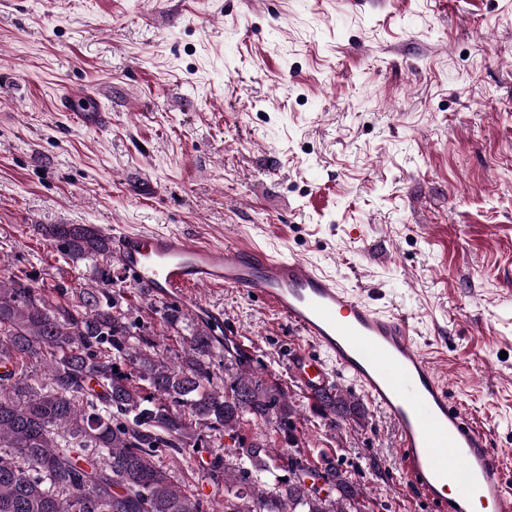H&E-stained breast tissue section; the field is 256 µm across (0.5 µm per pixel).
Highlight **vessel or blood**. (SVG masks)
Segmentation results:
<instances>
[{"label":"vessel or blood","instance_id":"b4317fda","mask_svg":"<svg viewBox=\"0 0 512 512\" xmlns=\"http://www.w3.org/2000/svg\"><path fill=\"white\" fill-rule=\"evenodd\" d=\"M63 109L78 125L103 130L110 112L83 91L65 95ZM110 262L128 283L160 304L190 303L194 315L221 321L214 308L191 302L199 288H225L261 301L302 336L285 366L307 392L332 385L337 369L394 423L407 479L431 512H512V477L492 447L493 431L476 422L414 340L403 316L374 308L307 260L223 243L179 231L113 230Z\"/></svg>","mask_w":512,"mask_h":512}]
</instances>
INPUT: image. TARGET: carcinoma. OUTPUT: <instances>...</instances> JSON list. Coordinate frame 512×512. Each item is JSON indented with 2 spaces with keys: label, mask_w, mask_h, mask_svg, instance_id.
<instances>
[{
  "label": "carcinoma",
  "mask_w": 512,
  "mask_h": 512,
  "mask_svg": "<svg viewBox=\"0 0 512 512\" xmlns=\"http://www.w3.org/2000/svg\"><path fill=\"white\" fill-rule=\"evenodd\" d=\"M41 233L65 259L102 265L96 284L75 292L0 277V512H365L363 484L334 458L301 452V413L281 383L201 323L173 355L158 349L157 332L111 289L110 236L91 224ZM181 318L171 304L160 325L175 331ZM312 400L331 423L365 419L338 388ZM225 435L233 447L205 446ZM191 443L192 476L179 478L162 458ZM308 469L327 474L326 492L302 487ZM196 475L221 497L191 489Z\"/></svg>",
  "instance_id": "obj_1"
}]
</instances>
